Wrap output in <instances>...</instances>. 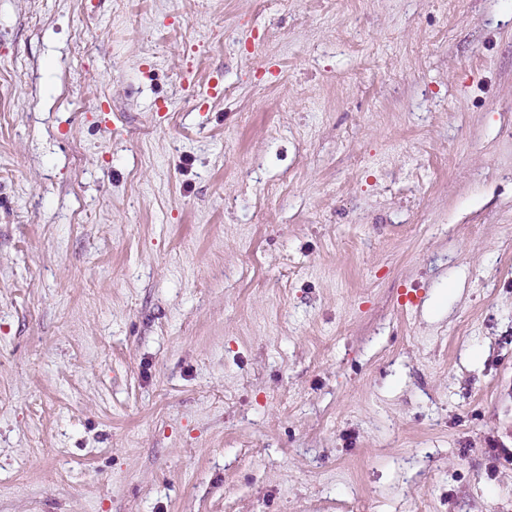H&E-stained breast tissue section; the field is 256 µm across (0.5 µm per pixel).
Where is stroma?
I'll list each match as a JSON object with an SVG mask.
<instances>
[{
	"label": "stroma",
	"mask_w": 512,
	"mask_h": 512,
	"mask_svg": "<svg viewBox=\"0 0 512 512\" xmlns=\"http://www.w3.org/2000/svg\"><path fill=\"white\" fill-rule=\"evenodd\" d=\"M498 448L512 0H0V512H512Z\"/></svg>",
	"instance_id": "obj_1"
}]
</instances>
